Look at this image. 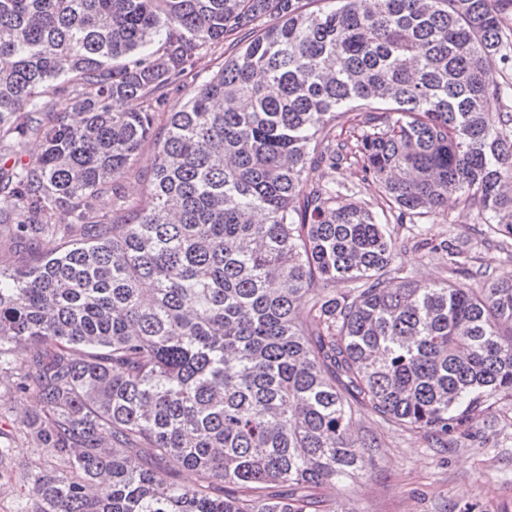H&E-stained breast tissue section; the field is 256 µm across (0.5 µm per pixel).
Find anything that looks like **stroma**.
<instances>
[{
  "label": "stroma",
  "instance_id": "35a3bbf8",
  "mask_svg": "<svg viewBox=\"0 0 512 512\" xmlns=\"http://www.w3.org/2000/svg\"><path fill=\"white\" fill-rule=\"evenodd\" d=\"M156 147L145 143L122 178V193L140 202L148 187ZM316 185L347 189L350 198L367 207L380 200L376 183L362 180L349 163L322 166L311 174ZM395 265L416 280L451 279L448 257L439 249L418 247L421 238L447 236L465 242L474 267L493 275L512 271V258L502 251L474 212L449 201L445 214L414 224H394ZM355 433L377 439L373 464L356 482H341L332 497L336 512H512V400L497 401L471 422V434L452 448H433L421 435L384 424L370 410L358 409L352 419Z\"/></svg>",
  "mask_w": 512,
  "mask_h": 512
}]
</instances>
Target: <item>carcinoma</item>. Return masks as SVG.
<instances>
[{
  "label": "carcinoma",
  "mask_w": 512,
  "mask_h": 512,
  "mask_svg": "<svg viewBox=\"0 0 512 512\" xmlns=\"http://www.w3.org/2000/svg\"><path fill=\"white\" fill-rule=\"evenodd\" d=\"M316 2L0 0V149H41L0 168V223L36 249L0 268V389L42 401L0 439L16 512H334L327 489L373 461L354 408L446 448L512 398L511 272L472 271L450 237L459 280H388L390 224L452 195L512 247V112L487 108L503 89L486 72L512 54L502 10ZM340 161L380 185V211L309 182ZM61 215L86 234L56 245ZM18 439L42 457L17 464ZM231 51L226 44L223 49H217L215 52L212 51L204 55L193 72L188 76L187 82L189 86L187 88L191 89L206 81L224 63V57H227ZM156 147L153 142H146L140 149L133 165L122 178V194L130 203L142 200L152 174Z\"/></svg>",
  "instance_id": "cac0c4a2"
}]
</instances>
